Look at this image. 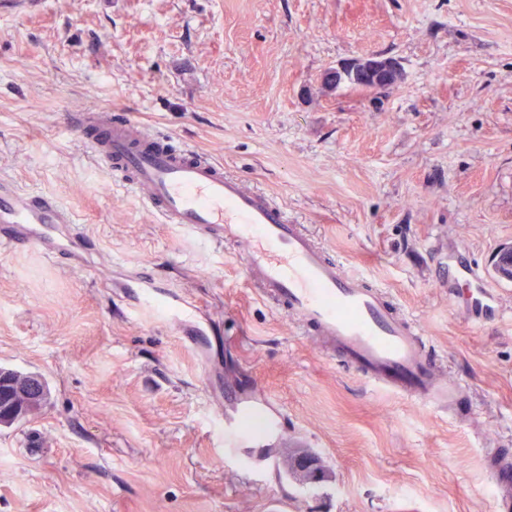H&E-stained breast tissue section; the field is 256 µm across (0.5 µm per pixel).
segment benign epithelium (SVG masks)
Masks as SVG:
<instances>
[{
    "label": "benign epithelium",
    "instance_id": "obj_1",
    "mask_svg": "<svg viewBox=\"0 0 512 512\" xmlns=\"http://www.w3.org/2000/svg\"><path fill=\"white\" fill-rule=\"evenodd\" d=\"M400 64L393 58L369 55L330 67L322 74L325 86L345 85L350 81L358 83L376 98L389 94L402 79ZM46 395V385L41 377L29 375L20 381L0 370V398L11 401L6 407H0V425L26 416L28 407ZM294 470L306 485H316L321 474L315 469L313 457L298 455L293 461Z\"/></svg>",
    "mask_w": 512,
    "mask_h": 512
}]
</instances>
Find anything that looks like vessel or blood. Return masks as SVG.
<instances>
[{
  "instance_id": "vessel-or-blood-1",
  "label": "vessel or blood",
  "mask_w": 512,
  "mask_h": 512,
  "mask_svg": "<svg viewBox=\"0 0 512 512\" xmlns=\"http://www.w3.org/2000/svg\"><path fill=\"white\" fill-rule=\"evenodd\" d=\"M69 127L91 157L107 166L163 224H177L215 245L234 242L249 283L288 312L305 333L319 336L368 383L444 412L466 389L442 375L415 323L396 311L386 292L330 257L318 238L269 195L250 182L226 175L207 154L173 148L148 126L107 107L70 112ZM68 210L0 179V238L20 246H46L54 224L71 223ZM122 287L137 289L141 308L176 324L187 310L177 293L162 292L156 279L131 275ZM448 287L460 291L468 319L502 317L498 288L482 268L448 260ZM224 419V445L278 434L276 421L249 431L241 414ZM496 512H512V476L496 479Z\"/></svg>"
}]
</instances>
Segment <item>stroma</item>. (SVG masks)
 Returning a JSON list of instances; mask_svg holds the SVG:
<instances>
[{
  "label": "stroma",
  "mask_w": 512,
  "mask_h": 512,
  "mask_svg": "<svg viewBox=\"0 0 512 512\" xmlns=\"http://www.w3.org/2000/svg\"><path fill=\"white\" fill-rule=\"evenodd\" d=\"M397 59L379 100L323 71ZM105 105L287 207L464 380L438 413L369 385L245 280L232 245L159 223L65 125ZM0 177L57 199L59 250L0 239V367L41 375L0 426V512H494L512 469V286L470 322L448 256L512 244V0H43L0 13ZM153 272L211 329L199 351L113 283ZM288 440L225 455L234 400ZM312 451L325 480L288 478Z\"/></svg>",
  "instance_id": "35a3bbf8"
}]
</instances>
